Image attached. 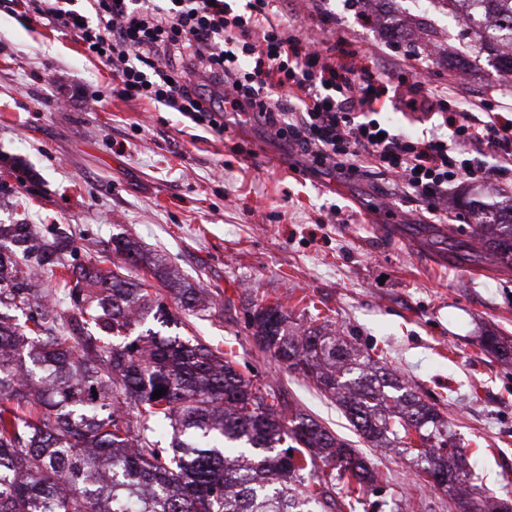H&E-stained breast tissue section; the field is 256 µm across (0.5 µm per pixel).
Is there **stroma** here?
Instances as JSON below:
<instances>
[{
    "label": "stroma",
    "mask_w": 512,
    "mask_h": 512,
    "mask_svg": "<svg viewBox=\"0 0 512 512\" xmlns=\"http://www.w3.org/2000/svg\"><path fill=\"white\" fill-rule=\"evenodd\" d=\"M277 22L352 58L355 75L414 83L467 72L472 121L512 90V74L473 53L436 0H279ZM109 68L72 34L0 13V224L67 230L77 261L101 259L125 236L201 288L207 311L181 314L185 333L233 349L239 368L356 448L376 473L356 510L456 512L409 455L377 448L335 399L279 365L246 327L255 304L280 302L298 326L321 318L436 405L487 495L512 500V362L483 353L490 330L512 338V267L461 262L448 250L474 218L472 189L491 203L512 178L454 182L437 206L392 191L379 171L335 178L290 167L288 152L249 115L226 113L218 136L185 133L183 117L111 97Z\"/></svg>",
    "instance_id": "35a3bbf8"
}]
</instances>
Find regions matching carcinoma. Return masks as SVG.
<instances>
[{
	"label": "carcinoma",
	"mask_w": 512,
	"mask_h": 512,
	"mask_svg": "<svg viewBox=\"0 0 512 512\" xmlns=\"http://www.w3.org/2000/svg\"><path fill=\"white\" fill-rule=\"evenodd\" d=\"M489 14L512 0H475ZM459 261L512 266V200L476 205ZM70 236L34 224L0 225V512H309L336 508L334 480L360 503L374 474L359 452L314 419L253 383L228 352L147 329L174 322L132 270L143 265L179 311H203L196 289L172 280L163 262L116 240L121 263L68 264ZM65 273L40 295L36 271ZM58 297L50 302L49 295ZM278 302L247 313L258 346L336 398L360 436L414 454L419 474L441 477L457 512L478 506L461 453L447 448L448 422L386 372L379 359L324 325L298 332ZM482 351L512 360V343L480 338ZM159 398H152L157 390ZM173 428L165 442L160 426ZM324 466L338 472L314 480Z\"/></svg>",
	"instance_id": "obj_1"
}]
</instances>
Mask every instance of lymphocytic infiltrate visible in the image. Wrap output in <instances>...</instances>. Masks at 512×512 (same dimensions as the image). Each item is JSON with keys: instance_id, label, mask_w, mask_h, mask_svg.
<instances>
[{"instance_id": "obj_1", "label": "lymphocytic infiltrate", "mask_w": 512, "mask_h": 512, "mask_svg": "<svg viewBox=\"0 0 512 512\" xmlns=\"http://www.w3.org/2000/svg\"><path fill=\"white\" fill-rule=\"evenodd\" d=\"M22 2L111 67L112 96L164 106L219 135L225 113H252L308 171L355 176L367 165L430 202L459 178L485 180L477 157L512 159V121L473 124L438 85L430 94L452 137L413 138L377 120L374 82L284 32L272 20L276 0H245L239 12L229 0H88L82 10L75 0Z\"/></svg>"}]
</instances>
